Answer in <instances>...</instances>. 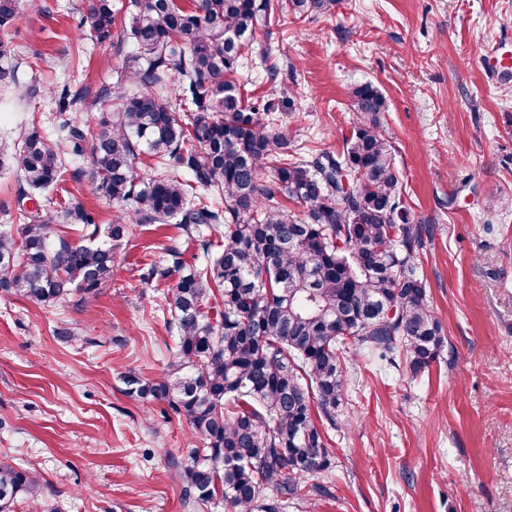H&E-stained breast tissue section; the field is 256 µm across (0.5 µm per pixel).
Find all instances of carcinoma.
I'll use <instances>...</instances> for the list:
<instances>
[{"label":"carcinoma","mask_w":512,"mask_h":512,"mask_svg":"<svg viewBox=\"0 0 512 512\" xmlns=\"http://www.w3.org/2000/svg\"><path fill=\"white\" fill-rule=\"evenodd\" d=\"M336 2L288 6L305 18ZM20 9L21 0H0V27ZM280 14L277 0H128L122 30L133 50L121 80L134 90L113 88L91 134L60 125L72 154L91 142L94 189L118 208L107 228L79 204L43 208L38 193L61 180L65 150L33 129L9 157L35 194L18 237L0 231V288L37 308L97 293L130 224L174 221L190 238L221 236L201 240L200 267L170 248L173 269L151 268L150 278L176 273L165 297L173 360L156 379L123 376L129 394L166 405L203 442L186 465L173 463L195 512L217 499L225 512H281L320 491L307 480L333 462L316 417L334 420L349 344L403 358L414 378L446 343L414 261L417 229L382 133L379 89H352L361 119L338 155L291 153L292 139L270 122L273 106L245 103L235 73L257 30ZM117 16L112 0H89L84 20L106 40ZM142 155L154 160L149 174ZM54 224L64 227L56 236ZM70 229L82 239L71 241ZM37 487L33 473L0 464V512Z\"/></svg>","instance_id":"carcinoma-1"}]
</instances>
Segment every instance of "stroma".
<instances>
[{"instance_id":"obj_1","label":"stroma","mask_w":512,"mask_h":512,"mask_svg":"<svg viewBox=\"0 0 512 512\" xmlns=\"http://www.w3.org/2000/svg\"><path fill=\"white\" fill-rule=\"evenodd\" d=\"M83 0H23L0 41L20 54L0 82V231H16L25 184L9 156L30 130L57 143L68 118L95 128L131 43L98 42ZM257 50L280 61L268 77L247 57L244 96L272 101L296 146L342 152L357 117L351 90L384 98L406 205L422 229L415 251L446 334L418 376L403 360L354 350L335 424H324L327 495L284 512H512V0H338L331 14H285ZM79 56L77 72L63 70ZM83 94L60 107L52 85ZM49 197L110 224L87 157ZM202 264L175 223L134 224L111 281L81 303L30 306L0 289V463L40 488L14 512H187L171 459L185 458V420L125 392L128 370L156 378L174 336L162 314L168 248Z\"/></svg>"}]
</instances>
